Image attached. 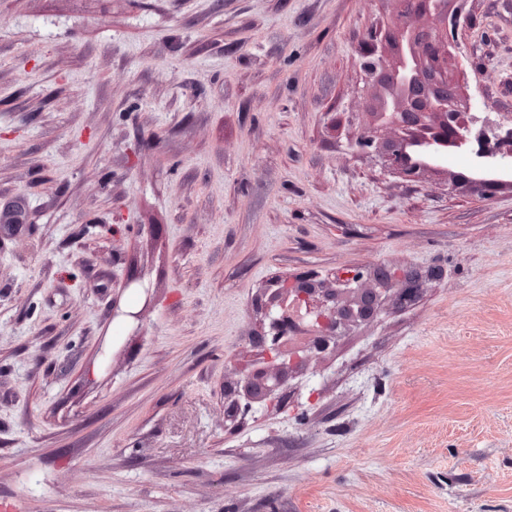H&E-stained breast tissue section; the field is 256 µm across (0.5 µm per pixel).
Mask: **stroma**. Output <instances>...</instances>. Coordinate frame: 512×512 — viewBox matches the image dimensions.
<instances>
[{"mask_svg": "<svg viewBox=\"0 0 512 512\" xmlns=\"http://www.w3.org/2000/svg\"><path fill=\"white\" fill-rule=\"evenodd\" d=\"M512 113V0H468ZM392 0H0V512H512V181L348 147ZM419 273L224 416L272 276ZM399 285L401 288H396V291L390 295V301L394 307H403L416 301L422 290L419 280L410 276L402 279Z\"/></svg>", "mask_w": 512, "mask_h": 512, "instance_id": "35a3bbf8", "label": "stroma"}]
</instances>
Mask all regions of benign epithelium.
Masks as SVG:
<instances>
[{
	"label": "benign epithelium",
	"mask_w": 512,
	"mask_h": 512,
	"mask_svg": "<svg viewBox=\"0 0 512 512\" xmlns=\"http://www.w3.org/2000/svg\"><path fill=\"white\" fill-rule=\"evenodd\" d=\"M393 2L391 18L367 31L360 63L365 87L382 89L383 95L389 96L388 105H375V126L355 130L349 146L373 153L380 144L378 130L405 124L422 128L424 132L414 142L424 163H409L400 152L390 149L384 154L390 172L412 180L423 167H441L451 148L469 156L476 172L494 175L472 183L478 196L492 195L498 182L512 176V132L502 131V123L488 117L481 120L468 110L462 103L460 83L453 84L454 92L447 97L435 92L441 75L448 74L454 62L461 7L443 2L435 10L420 9L404 25L400 17L407 0ZM397 280L400 288L393 292L391 286ZM336 282L344 287L327 288L311 277L276 281L263 305L268 329L253 342L272 367L255 363L242 371L228 417H246L260 405H272L292 376L307 373L314 359L336 347L350 324L380 315L387 299L392 306L402 307L416 301L421 292L419 280L409 276L401 280L395 273L387 274L379 287H369L360 268L344 272ZM302 329L310 340L295 347L289 333Z\"/></svg>",
	"instance_id": "obj_1"
}]
</instances>
